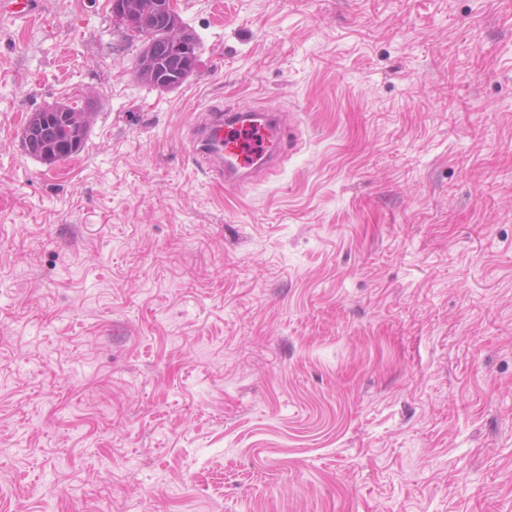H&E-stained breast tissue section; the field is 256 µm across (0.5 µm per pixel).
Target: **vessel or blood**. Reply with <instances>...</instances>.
<instances>
[{
	"label": "vessel or blood",
	"instance_id": "vessel-or-blood-1",
	"mask_svg": "<svg viewBox=\"0 0 512 512\" xmlns=\"http://www.w3.org/2000/svg\"><path fill=\"white\" fill-rule=\"evenodd\" d=\"M283 116L256 109L212 108L187 132L193 157L216 179L236 189L253 173L275 172L285 157Z\"/></svg>",
	"mask_w": 512,
	"mask_h": 512
}]
</instances>
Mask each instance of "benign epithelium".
Returning <instances> with one entry per match:
<instances>
[{
  "instance_id": "benign-epithelium-1",
  "label": "benign epithelium",
  "mask_w": 512,
  "mask_h": 512,
  "mask_svg": "<svg viewBox=\"0 0 512 512\" xmlns=\"http://www.w3.org/2000/svg\"><path fill=\"white\" fill-rule=\"evenodd\" d=\"M148 13L163 21L164 41L160 47L156 46L144 25V17ZM111 14L125 29L140 33L144 40L137 75L154 77L170 59L177 64L182 82L195 71L201 44L182 22L175 0H151L146 5L141 0H112ZM92 111L93 103L88 98L80 108L67 103L47 105L27 118L20 132V142L30 152L35 143L51 139L55 142V150L62 151L64 155H73L81 134L89 126Z\"/></svg>"
}]
</instances>
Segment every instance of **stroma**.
I'll return each mask as SVG.
<instances>
[{
	"mask_svg": "<svg viewBox=\"0 0 512 512\" xmlns=\"http://www.w3.org/2000/svg\"><path fill=\"white\" fill-rule=\"evenodd\" d=\"M43 2L0 11V512H512V0H176L173 90ZM213 105L302 143L225 188ZM92 111L93 103L89 98H85L81 108H75L67 103L47 105L27 118L20 132V142L30 152L34 149L37 141L39 143H41V140L49 141L50 137L47 136L48 131L45 129L42 115L44 113L54 114L58 119V124L52 128V139L55 142V152L61 150L63 155H55L53 149H51L53 155L43 158L40 155L41 148L36 147L34 156L55 161L70 158L69 156L64 157V155H75L78 140L89 126Z\"/></svg>",
	"mask_w": 512,
	"mask_h": 512,
	"instance_id": "35a3bbf8",
	"label": "stroma"
}]
</instances>
